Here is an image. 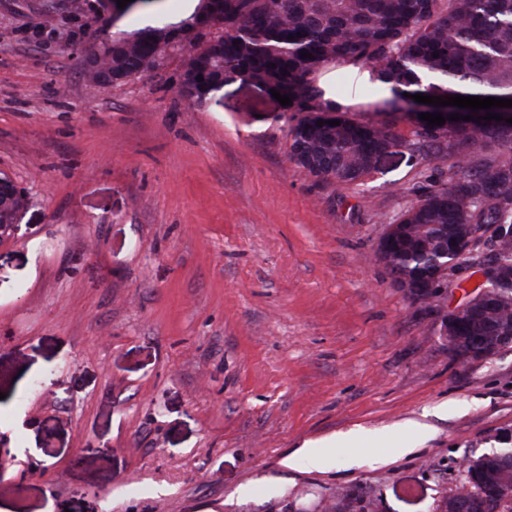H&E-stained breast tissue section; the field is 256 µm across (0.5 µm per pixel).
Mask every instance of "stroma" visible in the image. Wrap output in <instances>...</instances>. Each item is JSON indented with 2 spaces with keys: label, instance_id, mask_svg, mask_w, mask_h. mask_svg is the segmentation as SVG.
Segmentation results:
<instances>
[{
  "label": "stroma",
  "instance_id": "stroma-1",
  "mask_svg": "<svg viewBox=\"0 0 512 512\" xmlns=\"http://www.w3.org/2000/svg\"><path fill=\"white\" fill-rule=\"evenodd\" d=\"M138 0H0V171L25 188L0 242V512H439L460 460L512 429V349L455 357L442 315L380 260L439 164L401 149L362 182L307 174L260 86L189 106L184 51L109 89L86 53L182 20ZM349 118L389 124L355 75ZM321 448L325 467L302 450Z\"/></svg>",
  "mask_w": 512,
  "mask_h": 512
}]
</instances>
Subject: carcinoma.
Returning a JSON list of instances; mask_svg holds the SVG:
<instances>
[{
  "label": "carcinoma",
  "instance_id": "obj_1",
  "mask_svg": "<svg viewBox=\"0 0 512 512\" xmlns=\"http://www.w3.org/2000/svg\"><path fill=\"white\" fill-rule=\"evenodd\" d=\"M192 22L179 28L145 26L108 44L97 67L84 71L100 87L104 71L118 86L160 66L168 44L192 41L178 93L193 104L213 100L230 76L291 98L283 111L298 118L291 156L312 176L355 184L376 169V149L403 145L389 125L360 123L322 100L316 74L328 63L375 70L378 87L393 96L375 103L399 112L405 94L512 96V0H201ZM294 40H289V36ZM239 44H234V41ZM312 58L302 57V52ZM202 80H197V77ZM323 121L317 126L316 121ZM340 121L338 126L328 122ZM413 147L440 160H464L458 177L432 185L402 213L385 263L414 276L454 259L473 264L494 253L500 271L486 289L493 306L461 323L457 347L470 337L512 331V127L486 121L414 116ZM25 200H0V224L19 221ZM471 490L497 488L512 498V467L479 459L463 471ZM358 497L336 492L322 512H346Z\"/></svg>",
  "mask_w": 512,
  "mask_h": 512
}]
</instances>
